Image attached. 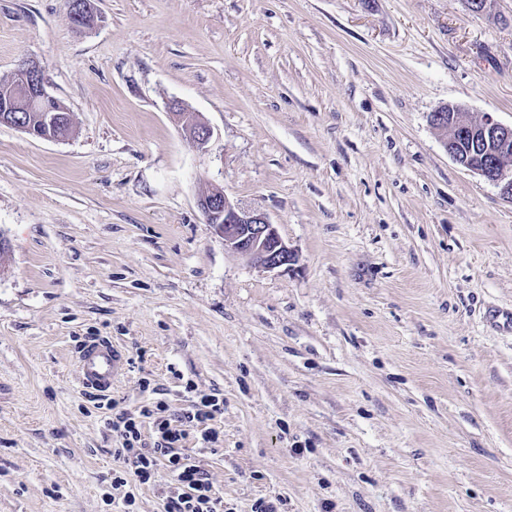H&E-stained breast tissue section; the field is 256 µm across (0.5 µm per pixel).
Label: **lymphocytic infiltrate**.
Listing matches in <instances>:
<instances>
[{"label": "lymphocytic infiltrate", "mask_w": 512, "mask_h": 512, "mask_svg": "<svg viewBox=\"0 0 512 512\" xmlns=\"http://www.w3.org/2000/svg\"><path fill=\"white\" fill-rule=\"evenodd\" d=\"M222 410L215 397H204L190 409L170 421L168 407L157 401L142 409L143 419L153 424L155 440L152 447L142 444L141 421L128 416L117 417L111 426L121 441L118 450L126 463L125 469L112 473V485L126 486L129 480L152 484L158 466H166L173 483L163 495V512H224V497L209 481L205 470L184 451L188 439H196L202 447L210 448L219 441L218 431L211 422Z\"/></svg>", "instance_id": "lymphocytic-infiltrate-1"}]
</instances>
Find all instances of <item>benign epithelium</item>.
<instances>
[{
  "instance_id": "7a95c632",
  "label": "benign epithelium",
  "mask_w": 512,
  "mask_h": 512,
  "mask_svg": "<svg viewBox=\"0 0 512 512\" xmlns=\"http://www.w3.org/2000/svg\"><path fill=\"white\" fill-rule=\"evenodd\" d=\"M16 91L30 105L48 100L42 68L32 60H24L16 70ZM448 113L436 111L431 122L438 128L450 131L444 142L448 154L458 159V140H472L495 148V160L490 164H468L466 168L500 189L503 196L512 200V125H504L490 113L473 123L466 113L454 105L447 106ZM198 207L207 223L213 225L224 238V246L242 255L257 257L269 269L291 266L296 255L280 237L268 217L257 210H245L233 204L220 192L204 193L198 198Z\"/></svg>"
}]
</instances>
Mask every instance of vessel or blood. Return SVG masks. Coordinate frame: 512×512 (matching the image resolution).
<instances>
[{
    "mask_svg": "<svg viewBox=\"0 0 512 512\" xmlns=\"http://www.w3.org/2000/svg\"><path fill=\"white\" fill-rule=\"evenodd\" d=\"M125 365L121 350L111 342H86L78 355L79 382L83 388L100 394L111 392Z\"/></svg>",
    "mask_w": 512,
    "mask_h": 512,
    "instance_id": "1",
    "label": "vessel or blood"
}]
</instances>
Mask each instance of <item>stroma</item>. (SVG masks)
Instances as JSON below:
<instances>
[{
  "instance_id": "obj_1",
  "label": "stroma",
  "mask_w": 512,
  "mask_h": 512,
  "mask_svg": "<svg viewBox=\"0 0 512 512\" xmlns=\"http://www.w3.org/2000/svg\"><path fill=\"white\" fill-rule=\"evenodd\" d=\"M92 3L0 0V79L36 61L74 121L0 125V512H112L106 417L188 384L224 512H512V200L430 122L512 125V0ZM212 189L295 264L225 247ZM125 365L121 350L111 342H86L78 355L79 383L87 390L109 393L123 375Z\"/></svg>"
}]
</instances>
